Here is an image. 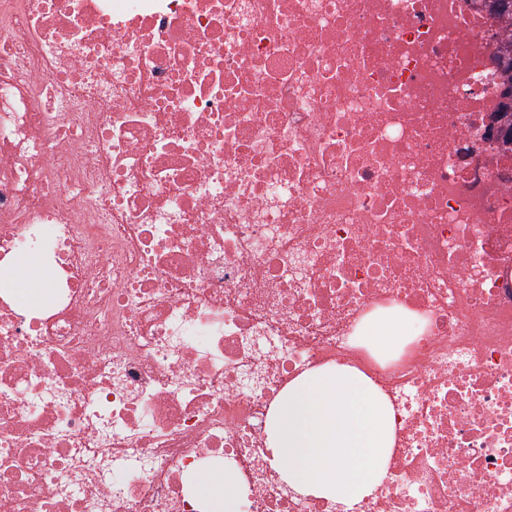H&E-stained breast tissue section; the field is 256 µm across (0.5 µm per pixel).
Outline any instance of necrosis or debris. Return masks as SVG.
Wrapping results in <instances>:
<instances>
[{
    "mask_svg": "<svg viewBox=\"0 0 512 512\" xmlns=\"http://www.w3.org/2000/svg\"><path fill=\"white\" fill-rule=\"evenodd\" d=\"M490 0H0V512H512V152ZM419 321L396 359L369 316ZM328 363L385 393L371 496L266 444ZM34 266V260L21 264L15 277L0 281V288L11 290L32 304L44 302L50 295V288H47L46 281L34 272ZM239 469L224 467L199 476V491L208 512H238V489L241 483Z\"/></svg>",
    "mask_w": 512,
    "mask_h": 512,
    "instance_id": "4bbe7bcc",
    "label": "necrosis or debris"
}]
</instances>
